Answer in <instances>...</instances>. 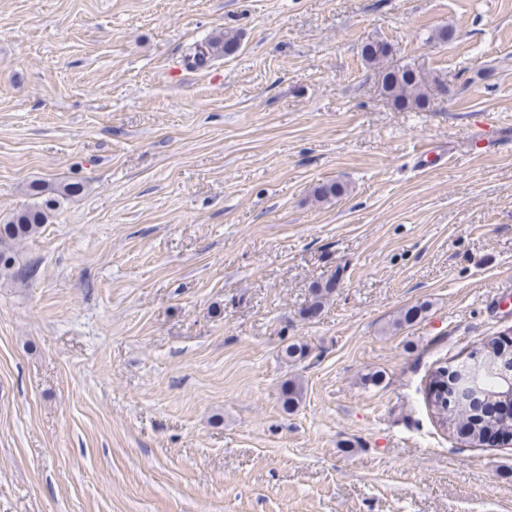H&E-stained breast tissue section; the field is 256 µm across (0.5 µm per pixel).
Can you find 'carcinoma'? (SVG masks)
<instances>
[{
    "mask_svg": "<svg viewBox=\"0 0 512 512\" xmlns=\"http://www.w3.org/2000/svg\"><path fill=\"white\" fill-rule=\"evenodd\" d=\"M238 47L237 40L224 33L208 38L196 45L191 63L201 66L207 62L230 55ZM392 55L388 44L382 41H369L361 48L363 61L378 69L381 93L398 110H423L429 104V97L423 90L425 81L420 73L410 65H391ZM84 186L79 182H39L28 187V193L35 202L24 209L12 213L8 219L0 222V276L25 278L34 274L32 267L23 268L19 264L17 245L38 234L50 219L61 202L79 195ZM347 193V186L337 180L317 184L312 191L319 202H328ZM336 279L330 278L315 285L311 290V299L303 314L308 318L319 315L325 303L335 292ZM425 312V305H413L403 309L395 325H411ZM486 353L498 361L499 365L512 368V346L490 341L485 346ZM281 356L289 362H297L309 356V348L303 343L290 342L283 346ZM499 379L488 376L481 385V392L475 398L476 405L468 408L448 406L450 385L448 371L440 366L430 375L428 382V403L437 415L441 425L461 438L477 445L481 443L483 433L491 428L512 429V416L499 413H485L483 406L493 402L497 393ZM302 386L294 381L285 382L281 389V405L290 413L301 403Z\"/></svg>",
    "mask_w": 512,
    "mask_h": 512,
    "instance_id": "cac0c4a2",
    "label": "carcinoma"
}]
</instances>
